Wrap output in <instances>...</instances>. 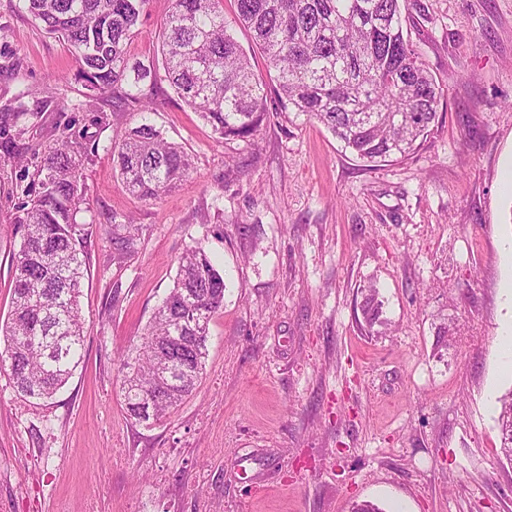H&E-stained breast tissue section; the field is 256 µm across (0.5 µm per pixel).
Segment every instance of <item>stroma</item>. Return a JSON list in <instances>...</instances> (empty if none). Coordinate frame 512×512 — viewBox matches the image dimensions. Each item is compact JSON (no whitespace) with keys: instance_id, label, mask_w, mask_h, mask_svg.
I'll return each mask as SVG.
<instances>
[{"instance_id":"1","label":"stroma","mask_w":512,"mask_h":512,"mask_svg":"<svg viewBox=\"0 0 512 512\" xmlns=\"http://www.w3.org/2000/svg\"><path fill=\"white\" fill-rule=\"evenodd\" d=\"M0 0V97L63 101L26 135L88 148L84 357L54 399L0 372V512H512L499 341L512 328V0H406L409 38L444 90L418 152L367 165L321 125L273 113L253 146L220 142L168 84L152 123L192 173L154 201L129 195L112 148L137 106L84 108L60 40ZM170 0H149L131 62H161ZM29 177L0 166V318ZM133 220L115 258L104 229ZM201 246L224 275L193 394L149 425L123 408L116 361ZM376 289L379 320L363 306Z\"/></svg>"}]
</instances>
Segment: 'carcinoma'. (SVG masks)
<instances>
[{
	"label": "carcinoma",
	"mask_w": 512,
	"mask_h": 512,
	"mask_svg": "<svg viewBox=\"0 0 512 512\" xmlns=\"http://www.w3.org/2000/svg\"><path fill=\"white\" fill-rule=\"evenodd\" d=\"M79 63L88 102L112 94L140 106V122L113 147L126 191L155 200L188 177L193 157L150 121L146 87L166 82L226 141L255 139L270 109L266 82L231 33L224 0H171L162 69L129 66L127 46L148 0H20ZM234 23L251 34L276 83L280 111L326 127L367 162L404 159L438 119L442 89L404 31V0H234ZM61 112L53 96L19 93L0 104V162L28 172V122ZM86 148L65 136L35 165L36 189L18 206L23 227L12 259L13 297L0 323V372L26 399L48 400L82 359L80 306L86 252L77 215L88 209ZM135 224L105 230L117 249ZM224 306V278L203 248L179 259L173 287L131 353L119 357L127 416L158 421L196 388L209 325ZM501 447L512 448V393L501 399Z\"/></svg>",
	"instance_id": "carcinoma-1"
}]
</instances>
